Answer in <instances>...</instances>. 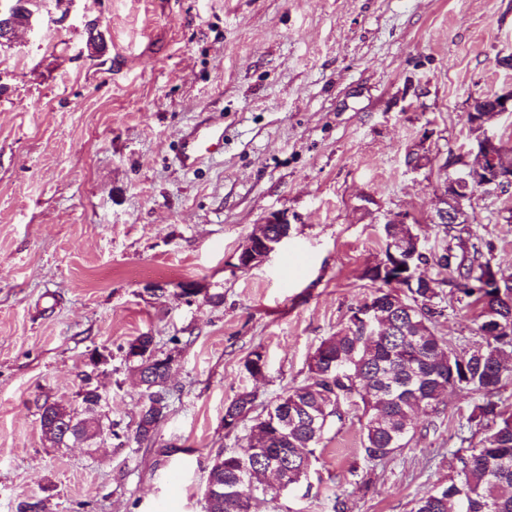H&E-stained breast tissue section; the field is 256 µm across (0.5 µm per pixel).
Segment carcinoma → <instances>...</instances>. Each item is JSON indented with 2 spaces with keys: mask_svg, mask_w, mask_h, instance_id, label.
Wrapping results in <instances>:
<instances>
[{
  "mask_svg": "<svg viewBox=\"0 0 512 512\" xmlns=\"http://www.w3.org/2000/svg\"><path fill=\"white\" fill-rule=\"evenodd\" d=\"M385 262L393 256L409 260L406 291L393 296L381 265L366 276L379 287L371 301L389 323L386 336H372L349 321L324 339L309 363V375L279 397L272 407L276 424L267 430L270 412H256V395L239 393L224 410L241 424L250 422L241 450L220 452L207 479L206 512H250L251 502L267 493L261 477L276 469L288 472L287 485L308 477L311 457L326 428L343 422L353 409L366 418L361 452L368 462L382 461L409 446L413 439L411 415L424 406L438 410L448 390L466 389L479 395L467 417L468 428L482 434L477 443L464 437L450 451L455 461L448 484L412 500L410 512H512V414L499 397L503 382L512 380L506 352H512V272L497 269L501 287H483L490 266L482 247L460 254L430 255L417 249L412 227L397 236V225H384ZM433 263L452 275L459 293L474 311V332L483 340L475 348L450 344L435 331L433 319L443 300L442 282L423 279L418 267ZM82 403L92 417L102 401L91 376L84 378ZM170 388L165 372L154 373L143 388L141 409L132 431L138 442L153 439L169 407Z\"/></svg>",
  "mask_w": 512,
  "mask_h": 512,
  "instance_id": "obj_1",
  "label": "carcinoma"
}]
</instances>
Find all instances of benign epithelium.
Returning a JSON list of instances; mask_svg holds the SVG:
<instances>
[{
	"instance_id": "7a95c632",
	"label": "benign epithelium",
	"mask_w": 512,
	"mask_h": 512,
	"mask_svg": "<svg viewBox=\"0 0 512 512\" xmlns=\"http://www.w3.org/2000/svg\"><path fill=\"white\" fill-rule=\"evenodd\" d=\"M40 24L39 14L28 12L25 5L17 0H0V43L10 44L16 34L21 30H33ZM90 37L88 49L91 56L100 55L105 48V38L99 24L92 22L89 24ZM491 102L493 106V118H498L505 113H512V84L504 86L491 93ZM473 128L471 135L474 138L477 147V154L490 161L492 168L486 170L483 179V186H493L504 192L512 189V168H503L497 164L498 156H508L512 154V148L505 145L492 132V123L477 113H472ZM438 164V169L444 175L443 187L440 189V199L432 220L436 224H458L465 213H467L464 201L468 198L470 189V179L479 174L480 170L469 167L467 162L461 156H450L435 160L429 157L423 148L418 146L411 149L406 156V164L413 170H421L429 165ZM267 224L278 225V232L270 240H264L260 243L251 239L247 240L240 249L238 256V267L244 270L252 269L262 264L266 258L276 249V247L289 235L288 219L282 212H272L266 219ZM127 357L134 361L139 359L143 361L141 368H153V365H170L174 359L170 355L164 357L153 352L149 355L143 353L142 344L138 340H133L129 344ZM78 429L75 418L70 409H55V413L50 415L45 421V430L50 433L64 431L70 434Z\"/></svg>"
}]
</instances>
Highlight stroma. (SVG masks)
I'll return each instance as SVG.
<instances>
[{
    "mask_svg": "<svg viewBox=\"0 0 512 512\" xmlns=\"http://www.w3.org/2000/svg\"><path fill=\"white\" fill-rule=\"evenodd\" d=\"M41 29L0 48V512H206L218 452L239 450L224 408L274 403L377 285L387 217L415 218L425 251L456 246L430 223L437 168L407 152H467L470 97L512 81V0H42ZM99 22L105 54L87 50ZM212 119L224 152L194 170L177 152ZM475 229L512 272L503 201L476 192ZM288 237L261 265L238 251L269 213ZM198 294L181 291L182 284ZM438 335L475 345L445 294ZM151 333L172 355L168 412L151 441L53 446L44 401L77 407L96 371L102 420L134 427L142 388L126 358ZM266 360L254 379L244 363ZM102 354L107 362L93 368ZM476 395L418 415L408 448L368 463L361 413L332 423L307 480L251 512H409L447 484L449 448Z\"/></svg>",
    "mask_w": 512,
    "mask_h": 512,
    "instance_id": "obj_1",
    "label": "stroma"
}]
</instances>
